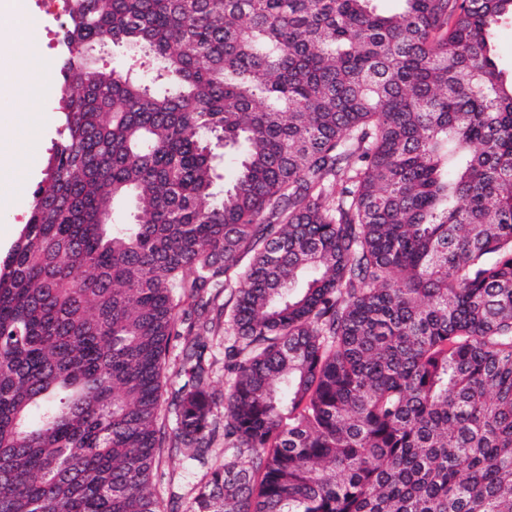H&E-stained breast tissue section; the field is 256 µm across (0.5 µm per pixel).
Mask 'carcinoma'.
<instances>
[{"instance_id":"1","label":"carcinoma","mask_w":512,"mask_h":512,"mask_svg":"<svg viewBox=\"0 0 512 512\" xmlns=\"http://www.w3.org/2000/svg\"><path fill=\"white\" fill-rule=\"evenodd\" d=\"M375 2L66 0L0 262V512H165L167 442L210 466L187 512H512V0ZM499 67L505 76L512 74V19L503 20L496 33ZM58 54L56 48L51 49L50 53L45 56L46 60H43L40 52L37 53L38 59L48 67L49 76L44 78L40 75V79L34 83L36 97L31 104L12 101L4 93L6 104L2 110L3 102L0 106L2 144L15 131L18 112H38V120L32 131L33 148L26 156L25 169L21 172L24 186L19 188L15 183L14 176L17 168L8 182L0 183L1 259L8 253L20 235L31 204L32 192L45 177L49 148L52 140L56 138L58 114L55 112V107L59 97ZM223 325L215 335L208 334L203 340L208 345L209 360L214 362L212 367L213 388L218 394H224L227 387V378L224 375V317Z\"/></svg>"}]
</instances>
